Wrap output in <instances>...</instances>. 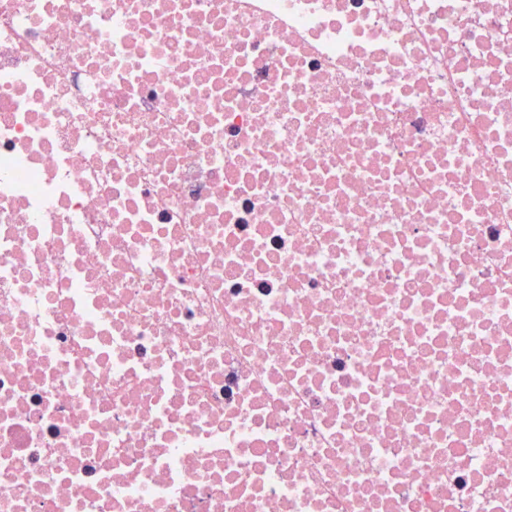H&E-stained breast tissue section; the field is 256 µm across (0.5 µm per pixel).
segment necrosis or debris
<instances>
[{
	"label": "necrosis or debris",
	"mask_w": 512,
	"mask_h": 512,
	"mask_svg": "<svg viewBox=\"0 0 512 512\" xmlns=\"http://www.w3.org/2000/svg\"><path fill=\"white\" fill-rule=\"evenodd\" d=\"M0 512H512V0H0Z\"/></svg>",
	"instance_id": "necrosis-or-debris-1"
}]
</instances>
